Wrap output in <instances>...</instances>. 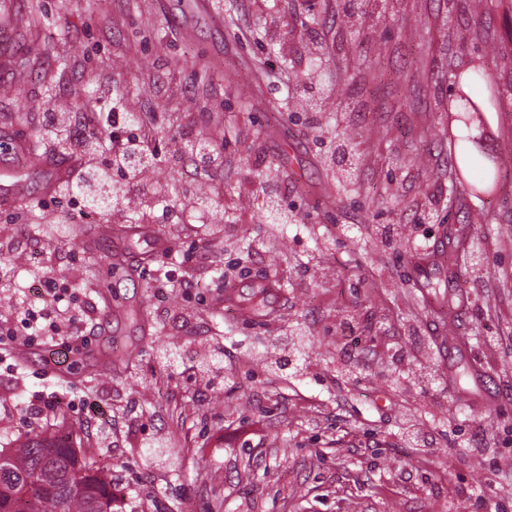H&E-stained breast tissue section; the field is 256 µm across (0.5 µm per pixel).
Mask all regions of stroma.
I'll list each match as a JSON object with an SVG mask.
<instances>
[{
	"label": "stroma",
	"instance_id": "1",
	"mask_svg": "<svg viewBox=\"0 0 512 512\" xmlns=\"http://www.w3.org/2000/svg\"><path fill=\"white\" fill-rule=\"evenodd\" d=\"M0 45L26 75L0 96V138L40 133L47 109L98 122L113 105L153 122V164L168 184L175 145L205 138L218 171H181L190 212L163 192L154 224L173 231L126 249L136 276L102 290L82 246L105 257L103 222L82 199L0 204V448L77 425L112 474L120 512H512V7L506 0H387L363 19L343 0H0ZM329 53L325 109L297 98L311 53ZM373 58L356 69L354 57ZM487 70L472 89L482 124L458 122L444 74ZM353 134L355 170L332 158ZM482 137L500 176L472 195L448 178L449 142ZM276 195L285 225L271 223ZM227 211L216 237L195 218ZM477 241L482 270L415 253ZM55 277L58 338L78 345L66 383L23 318ZM275 284L266 312L242 314ZM463 336L452 346L447 327ZM303 333L284 369L266 348ZM30 352L15 356L16 347ZM172 357H165V349ZM224 380L208 385L210 354ZM466 377H459V370Z\"/></svg>",
	"mask_w": 512,
	"mask_h": 512
}]
</instances>
